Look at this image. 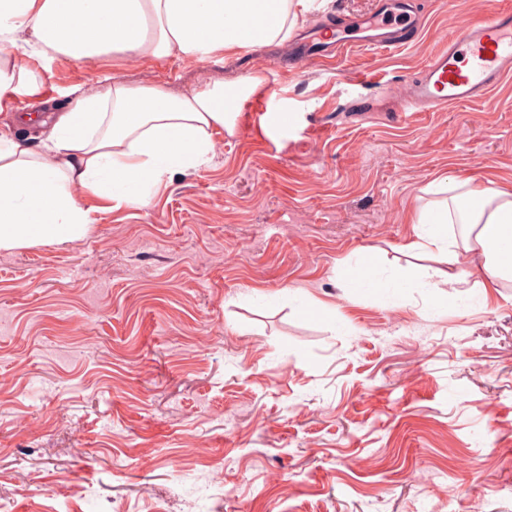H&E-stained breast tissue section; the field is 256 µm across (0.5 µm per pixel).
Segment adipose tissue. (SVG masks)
<instances>
[{
  "label": "adipose tissue",
  "instance_id": "1",
  "mask_svg": "<svg viewBox=\"0 0 512 512\" xmlns=\"http://www.w3.org/2000/svg\"><path fill=\"white\" fill-rule=\"evenodd\" d=\"M311 0H0V52L25 44L42 60L86 65L219 53L287 41ZM248 77L174 95L119 75L47 117L38 142L0 127V249L61 244L87 235L90 196L148 205L174 174L207 167L214 133L231 128L258 85ZM436 199L408 215L404 250L438 255L454 288L480 269V288L512 281V183L440 180ZM462 227L453 234L451 225Z\"/></svg>",
  "mask_w": 512,
  "mask_h": 512
}]
</instances>
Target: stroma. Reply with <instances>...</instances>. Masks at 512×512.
Listing matches in <instances>:
<instances>
[{"label":"stroma","instance_id":"35a3bbf8","mask_svg":"<svg viewBox=\"0 0 512 512\" xmlns=\"http://www.w3.org/2000/svg\"><path fill=\"white\" fill-rule=\"evenodd\" d=\"M288 43L131 63L170 92L261 79L210 165L80 240L0 250V503L9 512H512V287H438L405 256L431 182L512 179V76L484 99L399 111L460 19L512 0H413L416 40L292 67ZM35 112L111 61L44 62ZM369 251L408 283L351 288Z\"/></svg>","mask_w":512,"mask_h":512}]
</instances>
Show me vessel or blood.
I'll return each mask as SVG.
<instances>
[{
	"mask_svg": "<svg viewBox=\"0 0 512 512\" xmlns=\"http://www.w3.org/2000/svg\"><path fill=\"white\" fill-rule=\"evenodd\" d=\"M408 0H386V9L367 20L366 46L391 49L418 33L408 18ZM512 75V11L501 9L480 22L458 23L445 44L413 82L410 106H446L486 96Z\"/></svg>",
	"mask_w": 512,
	"mask_h": 512,
	"instance_id": "vessel-or-blood-1",
	"label": "vessel or blood"
}]
</instances>
